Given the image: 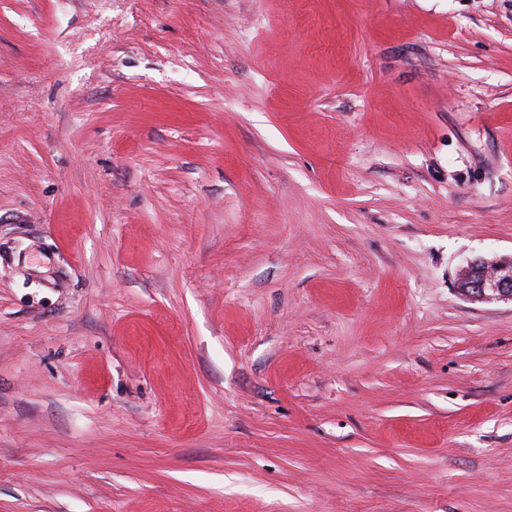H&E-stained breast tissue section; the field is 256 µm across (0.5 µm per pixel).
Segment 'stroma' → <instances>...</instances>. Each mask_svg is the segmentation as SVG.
Listing matches in <instances>:
<instances>
[{
    "label": "stroma",
    "instance_id": "35a3bbf8",
    "mask_svg": "<svg viewBox=\"0 0 512 512\" xmlns=\"http://www.w3.org/2000/svg\"><path fill=\"white\" fill-rule=\"evenodd\" d=\"M512 0H0V512H512ZM458 288L472 302H510L512 304V258L470 260L460 273Z\"/></svg>",
    "mask_w": 512,
    "mask_h": 512
}]
</instances>
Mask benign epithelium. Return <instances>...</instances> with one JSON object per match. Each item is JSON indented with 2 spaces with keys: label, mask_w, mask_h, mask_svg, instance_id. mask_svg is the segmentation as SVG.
<instances>
[{
  "label": "benign epithelium",
  "mask_w": 512,
  "mask_h": 512,
  "mask_svg": "<svg viewBox=\"0 0 512 512\" xmlns=\"http://www.w3.org/2000/svg\"><path fill=\"white\" fill-rule=\"evenodd\" d=\"M458 287L472 302L512 303V258L487 260L475 258L460 273Z\"/></svg>",
  "instance_id": "1"
}]
</instances>
